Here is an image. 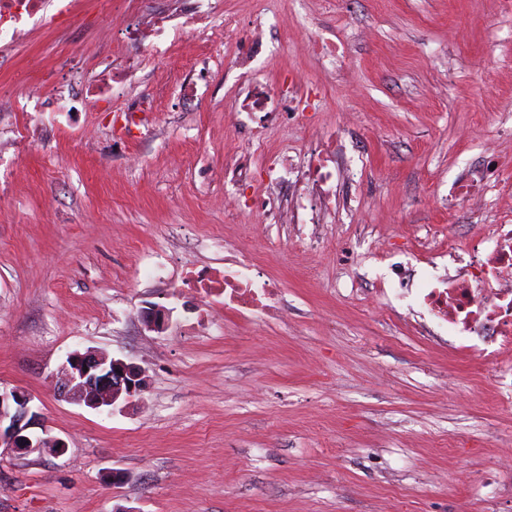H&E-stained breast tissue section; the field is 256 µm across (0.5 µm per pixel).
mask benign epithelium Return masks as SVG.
Returning a JSON list of instances; mask_svg holds the SVG:
<instances>
[{
	"instance_id": "benign-epithelium-1",
	"label": "benign epithelium",
	"mask_w": 512,
	"mask_h": 512,
	"mask_svg": "<svg viewBox=\"0 0 512 512\" xmlns=\"http://www.w3.org/2000/svg\"><path fill=\"white\" fill-rule=\"evenodd\" d=\"M146 378V370L135 363L100 351H75L68 355L54 388L70 402L111 415L119 404H130L144 390ZM30 402L29 394L20 388L0 391V447L16 454L40 453L46 448L63 453L65 441L47 436ZM34 428L41 433H33Z\"/></svg>"
}]
</instances>
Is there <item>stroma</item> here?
Returning a JSON list of instances; mask_svg holds the SVG:
<instances>
[{
    "label": "stroma",
    "mask_w": 512,
    "mask_h": 512,
    "mask_svg": "<svg viewBox=\"0 0 512 512\" xmlns=\"http://www.w3.org/2000/svg\"><path fill=\"white\" fill-rule=\"evenodd\" d=\"M267 47L269 84L314 110L276 125L266 152L341 136L358 183L352 207L284 230L208 206L256 185L224 179V140L250 144L233 86L212 64L208 92L184 98L166 65L138 73L153 126L115 142L130 105L86 98L112 54L97 12L29 25L0 43V96L22 99L55 73L72 112L0 114V388H24L62 455L0 454V512H512V403L493 361H474L438 330L421 335L398 305L387 260L363 249L388 236L430 256L427 239L467 243L475 225L512 219V10L502 0H223ZM318 29L340 62L299 52ZM69 69H60L62 58ZM499 140L501 168L474 215L440 200ZM205 151H192L195 142ZM242 247L278 275L286 316L243 321L223 304L150 277L156 263L215 267ZM165 311L163 331L144 313ZM145 368V389L105 415L55 393L76 350Z\"/></svg>",
    "instance_id": "35a3bbf8"
}]
</instances>
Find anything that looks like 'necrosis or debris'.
Masks as SVG:
<instances>
[{"label": "necrosis or debris", "instance_id": "obj_1", "mask_svg": "<svg viewBox=\"0 0 512 512\" xmlns=\"http://www.w3.org/2000/svg\"><path fill=\"white\" fill-rule=\"evenodd\" d=\"M74 0H0V40L15 42L25 34L26 23L42 26L51 23L59 15L77 22ZM218 0H182L178 9L141 16L139 0H127L123 19L116 26H103V44L117 48L112 58V69L107 80L87 88L86 97L105 94L130 93L136 73L171 59L178 54L189 30L201 28L202 35L195 45L192 56L185 66L195 70L192 79H181L184 97L193 98L199 83L205 82L214 45L236 44L248 40L247 49L239 51L233 66L249 69L263 50L258 35L244 36L243 27L234 15L224 17L223 24H210ZM132 46L143 47V54L129 55ZM240 111L261 113L273 119L287 117L289 102L286 95L270 85L249 80L237 88ZM486 164L465 175L450 196V206H463L471 212H480L484 205L482 185L489 169L497 167L500 156L493 145H486ZM292 165L287 155L276 160L258 157L255 165L241 164L227 169L229 180L250 181L261 176L264 182L274 186L285 181ZM302 200L282 201L266 196L254 203L250 211L256 220L271 224H320L324 221L321 210L304 213ZM486 237L492 245L487 254L477 249L449 243L448 256L457 264L459 273L445 276L430 273L420 291L421 306L430 322L446 329L460 339L475 337L489 341V348L473 347L474 358L484 361L496 358L508 361L512 358V224H489ZM174 288L186 287L200 299L202 307H209L217 299L223 300L225 310L243 320L274 318L281 313L280 279L264 273L241 250L235 249L224 255V271H191L174 278Z\"/></svg>", "mask_w": 512, "mask_h": 512}]
</instances>
